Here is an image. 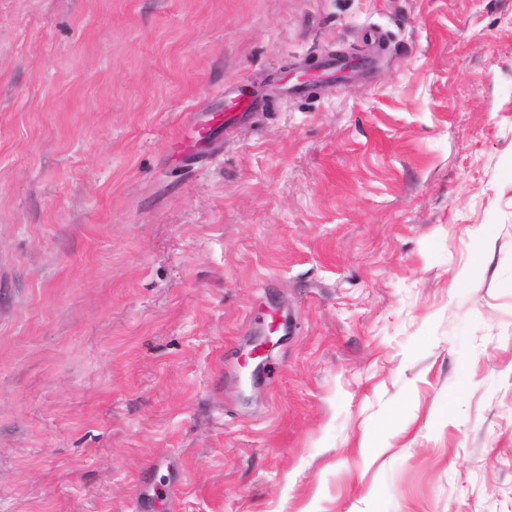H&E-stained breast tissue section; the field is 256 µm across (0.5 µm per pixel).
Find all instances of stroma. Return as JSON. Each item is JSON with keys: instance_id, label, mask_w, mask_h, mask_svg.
I'll return each instance as SVG.
<instances>
[{"instance_id": "1", "label": "stroma", "mask_w": 512, "mask_h": 512, "mask_svg": "<svg viewBox=\"0 0 512 512\" xmlns=\"http://www.w3.org/2000/svg\"><path fill=\"white\" fill-rule=\"evenodd\" d=\"M0 512H512V0H0ZM193 119L190 125L195 135L183 142L181 146L182 158L191 159L199 153L205 152L214 140L212 127L207 121L202 119L196 121V115H192Z\"/></svg>"}]
</instances>
